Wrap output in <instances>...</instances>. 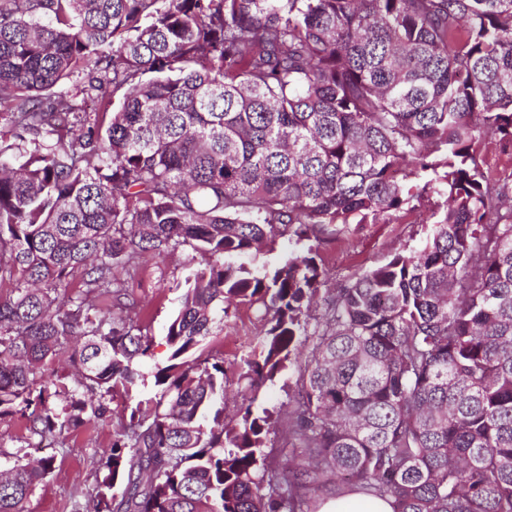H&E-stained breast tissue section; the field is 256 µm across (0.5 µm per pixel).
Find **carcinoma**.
Wrapping results in <instances>:
<instances>
[{
    "mask_svg": "<svg viewBox=\"0 0 512 512\" xmlns=\"http://www.w3.org/2000/svg\"><path fill=\"white\" fill-rule=\"evenodd\" d=\"M0 417L51 440L124 410L76 512H312L361 489L394 512H512V0H0ZM446 197L412 252L326 287L286 232L378 224ZM199 254L144 390L152 339L120 278ZM234 303L261 336L239 377L293 364L282 483L273 415L224 423ZM65 355L72 386L48 363ZM53 458L0 471L26 512ZM302 249V244H297L295 238L288 239V236L277 238L271 248H267L262 254L258 255L255 259L249 257L243 258V261L248 265L260 266L263 263L274 265L279 262L281 257L288 254V251Z\"/></svg>",
    "mask_w": 512,
    "mask_h": 512,
    "instance_id": "carcinoma-1",
    "label": "carcinoma"
}]
</instances>
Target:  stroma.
<instances>
[{
	"label": "stroma",
	"mask_w": 512,
	"mask_h": 512,
	"mask_svg": "<svg viewBox=\"0 0 512 512\" xmlns=\"http://www.w3.org/2000/svg\"><path fill=\"white\" fill-rule=\"evenodd\" d=\"M432 203L413 202L410 210L398 212L380 224H345L323 235L317 242V257L328 276L329 287L349 282L363 272L387 263L395 253L416 250L431 230ZM199 256L188 245L160 257H149L127 275L125 286L142 316L139 325L152 336L154 353L138 368L145 378L167 363V326L180 305L178 282L184 281L197 266ZM260 330L254 309L230 307L224 326L208 337L206 351L224 361L227 371L224 415L235 417L241 408L253 412L268 409L288 414L295 406L297 367H290L274 382L265 383L258 393L245 391L238 381L246 371L250 344ZM121 400L110 405L113 413L107 422L90 420L75 430L65 432L48 453L54 458V472L33 491L27 512H72L74 504L84 503L95 485L96 460L106 447L117 423Z\"/></svg>",
	"instance_id": "1"
}]
</instances>
